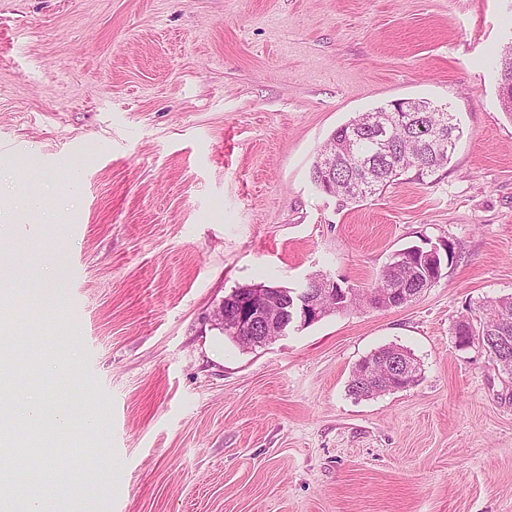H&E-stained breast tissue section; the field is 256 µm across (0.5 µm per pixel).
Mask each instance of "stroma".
<instances>
[{"label":"stroma","mask_w":512,"mask_h":512,"mask_svg":"<svg viewBox=\"0 0 512 512\" xmlns=\"http://www.w3.org/2000/svg\"><path fill=\"white\" fill-rule=\"evenodd\" d=\"M510 42L512 0H0V258L64 272L55 312L35 282L0 292L35 363L0 385L72 414L50 443L88 455L40 465L60 512H512V375L454 334L512 295ZM400 99L456 115L448 165L359 203L317 189L331 134ZM444 243L408 305L253 350L212 325L236 287L367 289ZM389 344L418 382L350 396ZM400 354L402 356H406L409 358L411 362V369L410 364L402 357H399L398 355L391 356L387 362H389L390 368H392V371L395 373H407L410 369V379H400L398 381H395L393 383H387L380 385L376 387L375 389L371 388H364L361 394L358 393V390L354 387L355 383L361 382L362 375L369 372V371H375L377 364L383 359L384 356L390 355V354ZM382 356V358L380 357ZM419 376V366L417 363V360L414 358L413 354L409 352L408 350L395 346L390 345L387 347H382L381 349L377 350L370 356L366 357L359 365L358 368L353 372L352 378L348 384V392L350 395L356 397H370L373 395H377L386 391H391L395 389H401L409 387L410 383L411 385L414 384Z\"/></svg>","instance_id":"obj_1"}]
</instances>
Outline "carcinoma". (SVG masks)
<instances>
[{
	"instance_id": "1",
	"label": "carcinoma",
	"mask_w": 512,
	"mask_h": 512,
	"mask_svg": "<svg viewBox=\"0 0 512 512\" xmlns=\"http://www.w3.org/2000/svg\"><path fill=\"white\" fill-rule=\"evenodd\" d=\"M419 104L432 107L434 111L388 112L383 106L363 112L338 128L320 149L311 170V180L320 185V164L325 160L333 161L336 177L330 185L331 193L346 201H357L375 195L412 169L419 180L436 173L451 159L461 131L452 113L443 112L426 100ZM382 114L391 120L384 137L373 135L376 120ZM445 266L446 262L441 259L430 261L418 246L403 249L383 268L371 288L365 291L352 289L342 307L337 299L330 297L326 300V309L330 313L344 311L362 301L374 307L373 294L378 289L386 293L392 306L405 305L424 290L427 270L433 268L440 273ZM481 309L482 316L477 321L468 317L456 321V339L466 347L481 343L491 359L512 375V350L505 354L499 351L495 342L488 340L492 335L504 336L512 346V295L486 301ZM393 353L409 358L410 378L358 391L355 383L361 381L362 375L375 370L382 357ZM418 376L419 366L413 354L390 345L377 350L358 365L348 384V392L358 398L370 397L406 388L415 383Z\"/></svg>"
}]
</instances>
